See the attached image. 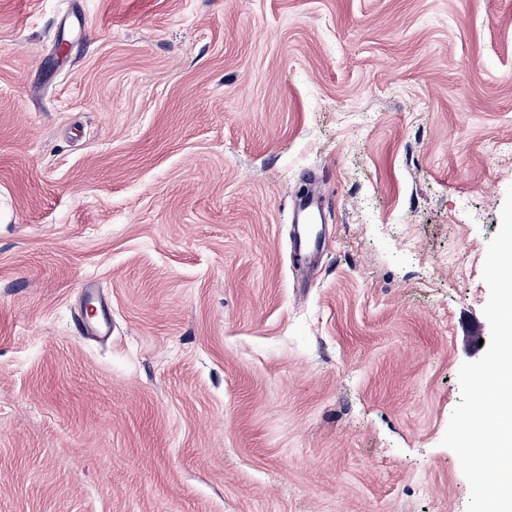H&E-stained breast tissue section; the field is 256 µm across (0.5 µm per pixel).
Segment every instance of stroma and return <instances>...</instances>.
Returning <instances> with one entry per match:
<instances>
[{
    "instance_id": "35a3bbf8",
    "label": "stroma",
    "mask_w": 512,
    "mask_h": 512,
    "mask_svg": "<svg viewBox=\"0 0 512 512\" xmlns=\"http://www.w3.org/2000/svg\"><path fill=\"white\" fill-rule=\"evenodd\" d=\"M511 187L512 0H0V512H466ZM311 205L312 203L309 201H305L300 205L301 212H306L304 223L298 225L300 226V231L298 232L296 248L300 255L315 247L318 243V225L315 224V221L311 217L309 211Z\"/></svg>"
}]
</instances>
